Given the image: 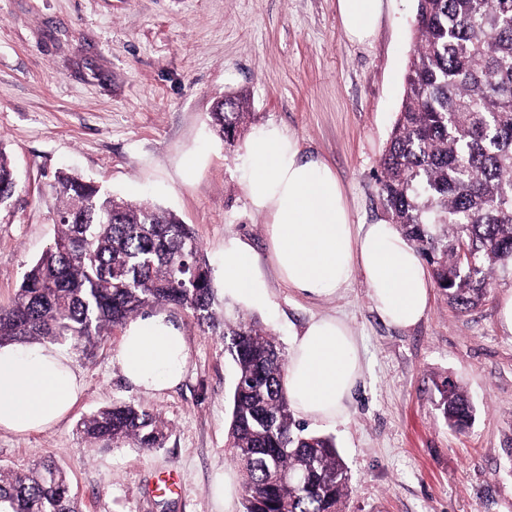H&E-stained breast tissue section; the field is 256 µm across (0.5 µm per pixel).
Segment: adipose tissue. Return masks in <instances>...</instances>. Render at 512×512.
Segmentation results:
<instances>
[{"label":"adipose tissue","mask_w":512,"mask_h":512,"mask_svg":"<svg viewBox=\"0 0 512 512\" xmlns=\"http://www.w3.org/2000/svg\"><path fill=\"white\" fill-rule=\"evenodd\" d=\"M382 8L383 0H337L348 39L368 41ZM251 151L249 203L268 220L272 261L287 288L308 298H330L358 271L387 322L410 328L425 317L427 271L417 249L394 224H351L336 175L324 161L302 156L293 136L276 128L264 130ZM222 278L225 292L246 304L267 299L263 274L242 239L225 241ZM187 359L183 331L159 309L126 324L116 354L123 377L147 394L176 385ZM361 378L358 342L342 319H311L293 336L284 389L303 418L317 425L345 419ZM82 392L83 379L61 346L0 347V430H46L70 414Z\"/></svg>","instance_id":"ef3b65f1"}]
</instances>
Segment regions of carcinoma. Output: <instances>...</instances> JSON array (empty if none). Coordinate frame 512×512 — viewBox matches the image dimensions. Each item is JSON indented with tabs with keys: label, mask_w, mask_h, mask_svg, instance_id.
Returning a JSON list of instances; mask_svg holds the SVG:
<instances>
[{
	"label": "carcinoma",
	"mask_w": 512,
	"mask_h": 512,
	"mask_svg": "<svg viewBox=\"0 0 512 512\" xmlns=\"http://www.w3.org/2000/svg\"><path fill=\"white\" fill-rule=\"evenodd\" d=\"M415 42L403 102L380 159L379 198L388 221L431 268L460 313L477 308L497 273H512V0H416ZM224 96L211 112L233 144L251 113ZM0 150V207L18 192ZM53 243L0 307V346L48 341L87 350L145 310L186 309L222 329L235 368L228 447L243 471L244 512H341L350 477L335 440L303 433L283 379L288 359L259 320L231 318L192 227L160 205L132 202L68 172L55 175ZM465 242L471 262L461 265ZM444 423L465 430L474 407L450 376L435 383ZM96 441L163 447L164 422L131 403L84 418ZM0 512H77L63 470L0 469Z\"/></svg>",
	"instance_id": "cac0c4a2"
}]
</instances>
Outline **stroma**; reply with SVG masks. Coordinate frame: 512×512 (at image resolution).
Instances as JSON below:
<instances>
[{"instance_id": "35a3bbf8", "label": "stroma", "mask_w": 512, "mask_h": 512, "mask_svg": "<svg viewBox=\"0 0 512 512\" xmlns=\"http://www.w3.org/2000/svg\"><path fill=\"white\" fill-rule=\"evenodd\" d=\"M416 0H385L370 42L345 36L336 0H0V149L19 179L0 208V306L56 231L53 175L61 168L116 195L176 212L199 238L215 288L224 243L248 241L269 299L229 302L282 344L311 317L335 315L353 330L363 377L348 417L306 432L334 438L350 489L342 512H512V335L496 301L512 289L497 274L467 313L430 288L427 314L402 329L374 309L362 274L331 299L285 288L273 269L267 220L249 204V145L264 128L297 137L324 159L346 194L352 223L384 218L379 160L404 93ZM241 95L252 115L234 144L213 131L214 102ZM189 357L180 382L145 394L116 362L121 333L71 350L84 391L73 412L40 433L0 432V466L64 468L79 512H242V495L218 503V475L241 481L227 453L234 371L220 333L172 308ZM458 379L474 407L466 433L436 409V380ZM117 401L158 413L164 447L145 452L85 439L81 418ZM173 471L181 489L153 497Z\"/></svg>"}]
</instances>
